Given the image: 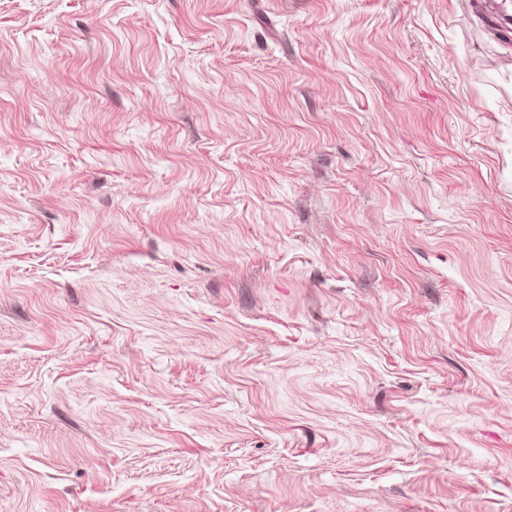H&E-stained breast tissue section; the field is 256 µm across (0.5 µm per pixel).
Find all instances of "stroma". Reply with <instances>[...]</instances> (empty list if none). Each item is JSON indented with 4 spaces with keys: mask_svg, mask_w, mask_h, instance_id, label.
<instances>
[{
    "mask_svg": "<svg viewBox=\"0 0 512 512\" xmlns=\"http://www.w3.org/2000/svg\"><path fill=\"white\" fill-rule=\"evenodd\" d=\"M512 0H0V512H512Z\"/></svg>",
    "mask_w": 512,
    "mask_h": 512,
    "instance_id": "stroma-1",
    "label": "stroma"
}]
</instances>
